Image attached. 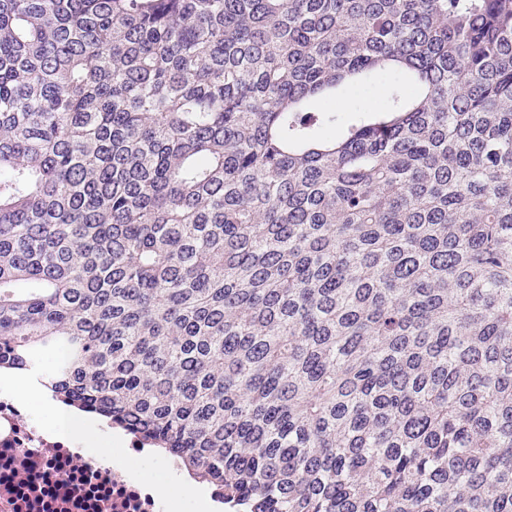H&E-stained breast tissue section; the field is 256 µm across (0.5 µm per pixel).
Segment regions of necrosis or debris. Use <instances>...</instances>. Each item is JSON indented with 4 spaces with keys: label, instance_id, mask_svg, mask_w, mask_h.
<instances>
[{
    "label": "necrosis or debris",
    "instance_id": "1",
    "mask_svg": "<svg viewBox=\"0 0 512 512\" xmlns=\"http://www.w3.org/2000/svg\"><path fill=\"white\" fill-rule=\"evenodd\" d=\"M0 512H170L164 497L116 462L89 455L0 388Z\"/></svg>",
    "mask_w": 512,
    "mask_h": 512
}]
</instances>
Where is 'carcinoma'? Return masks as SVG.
<instances>
[{
	"label": "carcinoma",
	"mask_w": 512,
	"mask_h": 512,
	"mask_svg": "<svg viewBox=\"0 0 512 512\" xmlns=\"http://www.w3.org/2000/svg\"><path fill=\"white\" fill-rule=\"evenodd\" d=\"M1 370L225 512H512V0H0ZM386 85L376 82L366 89L340 92L336 99V111L348 118L360 110L380 106L385 101Z\"/></svg>",
	"instance_id": "carcinoma-1"
}]
</instances>
